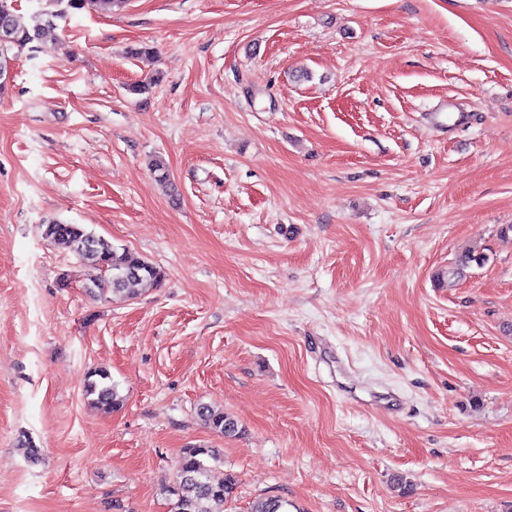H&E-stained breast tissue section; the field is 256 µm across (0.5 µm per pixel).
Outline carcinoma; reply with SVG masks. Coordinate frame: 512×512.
Instances as JSON below:
<instances>
[{
  "label": "carcinoma",
  "mask_w": 512,
  "mask_h": 512,
  "mask_svg": "<svg viewBox=\"0 0 512 512\" xmlns=\"http://www.w3.org/2000/svg\"><path fill=\"white\" fill-rule=\"evenodd\" d=\"M40 10L24 15L15 0H0V29L7 28L9 40H0V68L14 61L24 50H35L54 29L56 20L71 11L107 12L121 8L126 0H42ZM42 235L55 248L75 255L87 268L85 291L93 298L112 295L115 299H132L146 287L161 284L164 272L144 257L119 248L95 235L81 224L52 220L42 225ZM486 256L469 252L448 269L445 283L452 285L463 268L484 264ZM85 398L98 409L110 412L122 408L124 398L118 384L104 370H95L86 378ZM197 417L212 430L226 437L239 433L236 419L207 404L196 410ZM220 461L215 450L204 446L183 449L175 482L166 487L174 498V512H224V503L234 494L235 477L216 479L213 464ZM292 503L278 497L257 500L251 512H288Z\"/></svg>",
  "instance_id": "obj_1"
}]
</instances>
